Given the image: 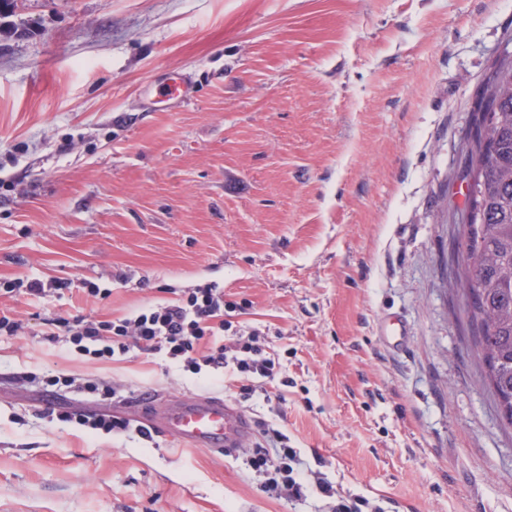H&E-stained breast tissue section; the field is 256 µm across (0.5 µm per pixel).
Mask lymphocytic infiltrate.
I'll use <instances>...</instances> for the list:
<instances>
[{
    "mask_svg": "<svg viewBox=\"0 0 512 512\" xmlns=\"http://www.w3.org/2000/svg\"><path fill=\"white\" fill-rule=\"evenodd\" d=\"M56 326L67 333L75 350L101 358L123 357L134 349L161 353L185 371L197 374L207 370L228 376L240 393L247 395L277 374V362L260 332L230 334L224 320V288L215 282L124 318L60 317ZM263 434L264 443L255 445L246 464L262 475L260 490L269 498L300 502L317 493L332 499L331 512H383L369 500L337 494L328 481L303 477L300 454L288 436L270 426Z\"/></svg>",
    "mask_w": 512,
    "mask_h": 512,
    "instance_id": "1",
    "label": "lymphocytic infiltrate"
}]
</instances>
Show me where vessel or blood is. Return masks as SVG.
Instances as JSON below:
<instances>
[{
  "label": "vessel or blood",
  "mask_w": 512,
  "mask_h": 512,
  "mask_svg": "<svg viewBox=\"0 0 512 512\" xmlns=\"http://www.w3.org/2000/svg\"><path fill=\"white\" fill-rule=\"evenodd\" d=\"M156 426L166 434L200 448L224 451L250 438L249 419L223 399L199 396L160 404Z\"/></svg>",
  "instance_id": "1"
}]
</instances>
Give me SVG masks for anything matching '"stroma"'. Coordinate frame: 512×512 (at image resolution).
Wrapping results in <instances>:
<instances>
[{
  "label": "stroma",
  "mask_w": 512,
  "mask_h": 512,
  "mask_svg": "<svg viewBox=\"0 0 512 512\" xmlns=\"http://www.w3.org/2000/svg\"><path fill=\"white\" fill-rule=\"evenodd\" d=\"M0 26V282L75 283L0 296L22 321L0 335V512H328L262 493L250 444L140 440L143 395L223 398L386 512H512V428L455 264L512 0H13ZM179 78L174 107L158 92ZM208 281L278 357L267 395L41 334ZM72 282L71 281H53L48 284H45L39 279H30L27 280L25 288L23 292L27 295L44 298L47 296H57L59 298L66 292L71 290ZM63 421L75 422L77 425L85 427L93 431H103L106 433H121L128 430L129 422L119 417H93L88 415H71L62 416Z\"/></svg>",
  "instance_id": "1"
}]
</instances>
